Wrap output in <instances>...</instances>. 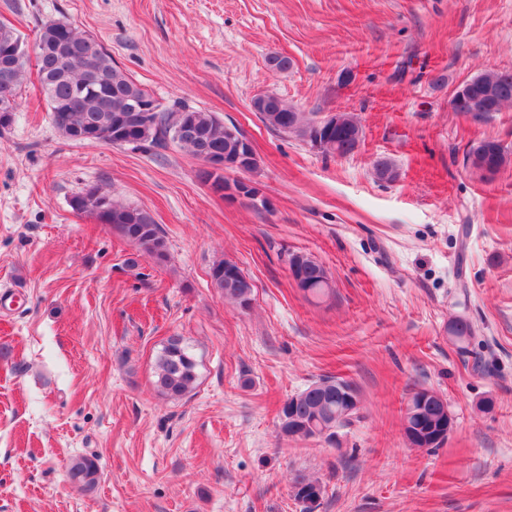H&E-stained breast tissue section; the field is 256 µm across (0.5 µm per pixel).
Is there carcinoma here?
<instances>
[{"label":"carcinoma","instance_id":"obj_1","mask_svg":"<svg viewBox=\"0 0 512 512\" xmlns=\"http://www.w3.org/2000/svg\"><path fill=\"white\" fill-rule=\"evenodd\" d=\"M13 53L23 59L20 69L12 72V91L22 84L29 62H35L39 73L41 93L44 95L53 119L60 132L71 141H78L80 131H96L112 126L125 115V99L130 92L146 94L115 62L112 54L98 38L78 32L70 23L58 20L41 26L36 35L33 49L12 29L0 27V56ZM486 84L497 86L498 98L493 111L499 112L512 104V71L492 70L475 76ZM159 111L135 123L125 141L134 147H163L174 140L172 126L178 121V114L187 112L193 116L195 137L182 143L191 153L201 159L210 149H219L229 154L237 151L242 132L232 138L226 132L224 122L209 112L190 109L186 106L173 109L158 104ZM262 121L276 132L288 134L300 131L303 121L301 113L277 97L269 108L260 113ZM344 125L331 133L325 152L339 157L353 154L359 147L351 131L361 130L355 119L345 112ZM477 158L485 164L501 169L512 161V154L505 150L495 138H485L466 152L465 159ZM104 194L97 188H90L72 197L78 204L76 212L100 215ZM119 217L112 225L117 233L134 245L139 251L152 256L157 262L168 259L167 244L162 229L155 223L149 212L136 206L109 204L107 220ZM221 261L212 268V282L220 295L240 308L251 305L253 285L241 275L224 274ZM303 283L313 297H325L332 293L328 271L317 260L305 256L301 265ZM198 380V363L191 346L181 336H169L163 342L156 358L155 387L171 399H181L195 386ZM359 393L351 381L323 378L301 392L288 398L281 410L285 418L294 421L296 429L282 424L288 438H312L314 433L323 431L347 410L348 392ZM448 420V403L439 397H419L413 391L408 397L403 421L416 427H428ZM99 468L93 456H77L68 468L71 483L89 490L97 484ZM294 499L303 502L314 496L322 500L324 486L304 473L298 472L292 478Z\"/></svg>","mask_w":512,"mask_h":512}]
</instances>
